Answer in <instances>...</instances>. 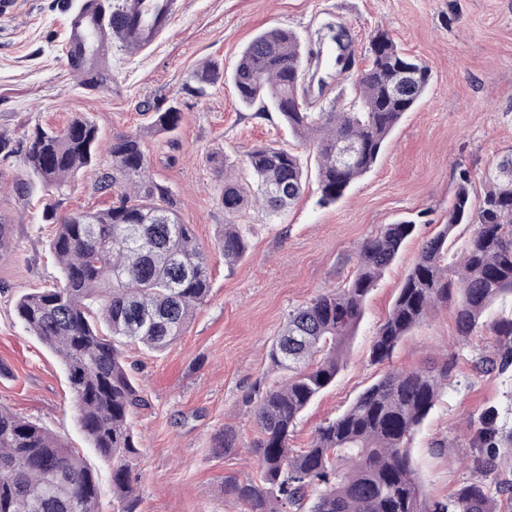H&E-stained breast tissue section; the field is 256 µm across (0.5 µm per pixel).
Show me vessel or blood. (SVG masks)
Listing matches in <instances>:
<instances>
[{
    "mask_svg": "<svg viewBox=\"0 0 512 512\" xmlns=\"http://www.w3.org/2000/svg\"><path fill=\"white\" fill-rule=\"evenodd\" d=\"M179 15L176 0H79L67 18L63 53L78 73L103 72L113 36L141 49L170 31Z\"/></svg>",
    "mask_w": 512,
    "mask_h": 512,
    "instance_id": "obj_1",
    "label": "vessel or blood"
}]
</instances>
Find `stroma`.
<instances>
[{
  "label": "stroma",
  "instance_id": "1",
  "mask_svg": "<svg viewBox=\"0 0 512 512\" xmlns=\"http://www.w3.org/2000/svg\"><path fill=\"white\" fill-rule=\"evenodd\" d=\"M78 0H0V130L15 137L37 127L62 130L73 115L96 125L101 152L64 191L34 185L13 189L26 171L19 158L0 162V217L12 224V252L0 260V404L43 426L83 455L101 489L100 512H116L112 467L81 431L77 402L59 358L17 319L22 294L60 282L51 250L58 214L109 207L117 194L97 191L110 163L113 134L138 132L147 175L173 191L183 223L193 225L210 256L211 288L184 334L162 352L130 347L127 362L149 407L131 427L141 453L135 463L140 512H230L224 479L255 476L249 448L256 435L248 400L278 379L267 353L288 312L353 275L360 243L382 225L411 220L410 238L371 292L365 314L334 383L300 415L290 445L306 448L324 421L345 411L384 372L370 360L371 342L418 254L421 237L444 223L461 169L475 193L482 174L512 149V0H186L184 13L151 48L138 51L113 40L106 74L97 83L71 72L62 57L66 19ZM344 14L355 36L350 69L307 96L319 107L349 92L366 64V47L384 31L431 69L429 91L407 113L376 166L335 204L318 203L316 179L278 218L248 209L249 253L226 269L215 249L224 229L220 200L223 160L240 165L246 154L278 142L309 159L310 151L275 112L255 117L241 107L230 80L207 95L190 93L197 67L211 61L232 70L241 48L258 32L285 27L304 45L330 34ZM178 106L175 134L151 132L155 113ZM487 336L462 342L451 309L441 308L396 348V367H422L447 356L456 377L414 435L412 465L427 496H447L473 477L477 449L467 447L468 418L495 405L512 423V379L477 374L472 362ZM240 434L227 455L212 446L224 426ZM459 446L455 461L434 441Z\"/></svg>",
  "mask_w": 512,
  "mask_h": 512
}]
</instances>
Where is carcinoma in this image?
I'll return each mask as SVG.
<instances>
[{
    "label": "carcinoma",
    "mask_w": 512,
    "mask_h": 512,
    "mask_svg": "<svg viewBox=\"0 0 512 512\" xmlns=\"http://www.w3.org/2000/svg\"><path fill=\"white\" fill-rule=\"evenodd\" d=\"M368 45L367 65L351 95L318 112L299 90L309 71V52L294 32L257 33L241 50L230 75L236 97L255 116L274 111L295 137L313 146L320 202L338 201L379 160L404 115L426 95L429 67L400 50L382 31ZM223 77L207 63L196 72L195 92ZM181 112L156 113L153 128L172 132ZM98 133L86 117L56 132L40 127L21 138L0 134V157H22L28 179L57 190L96 161ZM110 166L99 189H115L110 207L42 220L55 225L51 242L61 271L53 288L21 295L15 312L30 335L58 354L77 401V422L92 448L112 463V499L118 512H136L131 476L139 456L133 414L148 407L128 366L124 346L163 351L183 335L210 292V260L194 227L182 222L169 187L146 175L141 138L116 134ZM249 179L224 159V230L217 242L224 267L233 269L248 250L252 227L240 222L252 206L279 217L302 194L308 168L293 151L268 143L246 155ZM485 189L473 197L470 171L459 172L445 223L422 241L370 350L371 361L392 358L403 337L437 309L453 305L458 336L466 341L489 330L492 342L475 359L487 374L512 375V318L491 323L484 314L512 297V153L483 173ZM459 225L471 233L449 256ZM417 224L382 226L358 248L348 283L325 290L288 312L268 355L282 377L254 406L257 435L251 448L259 475L224 479V498L236 512H506L512 478L502 457L512 453V426L495 406L470 417L468 447L479 450V474L447 498L428 499L409 462L408 442L447 387L457 360L427 368H392L368 386L340 415L318 428L308 448L289 447L303 410L336 378L347 345L365 312L368 295L394 262ZM239 445L224 427L216 454ZM100 488L92 470L57 436L0 405V512H99Z\"/></svg>",
    "instance_id": "carcinoma-1"
}]
</instances>
